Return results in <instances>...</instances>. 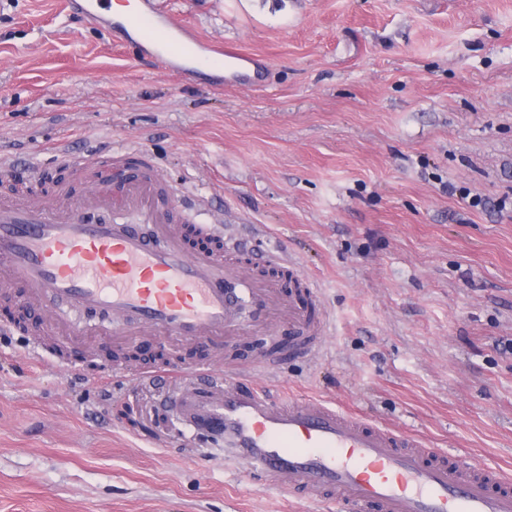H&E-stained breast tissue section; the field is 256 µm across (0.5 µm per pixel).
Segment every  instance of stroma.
I'll return each mask as SVG.
<instances>
[{"label": "stroma", "instance_id": "stroma-1", "mask_svg": "<svg viewBox=\"0 0 512 512\" xmlns=\"http://www.w3.org/2000/svg\"><path fill=\"white\" fill-rule=\"evenodd\" d=\"M151 2L264 59L262 87L172 72L67 0H0V198L58 149L77 186L143 149L128 180L154 174L252 273L276 254L318 288L321 348L262 386L512 473V0ZM84 320L82 361L0 328V512H332L191 437L171 409L191 376L88 362L128 327ZM250 342L180 354L246 366Z\"/></svg>", "mask_w": 512, "mask_h": 512}]
</instances>
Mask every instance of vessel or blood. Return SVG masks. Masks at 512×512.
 I'll return each instance as SVG.
<instances>
[{
    "instance_id": "1",
    "label": "vessel or blood",
    "mask_w": 512,
    "mask_h": 512,
    "mask_svg": "<svg viewBox=\"0 0 512 512\" xmlns=\"http://www.w3.org/2000/svg\"><path fill=\"white\" fill-rule=\"evenodd\" d=\"M125 23L171 60L194 56L200 45L186 26H161L151 8L131 11ZM110 199L103 181L50 205L1 202L0 288L33 311L63 299L194 342L223 335L239 299L263 318L273 297L288 304L295 356L314 354L327 324L311 312L318 301L311 280L297 276L295 292L258 277L244 291L229 290L237 266L228 252L188 253L172 203L153 182L130 184L124 202L156 220L154 240L93 220ZM195 376L175 403L178 418L191 435L223 441L225 462L256 483L332 501L336 512H512V479L493 468L460 463L446 449L331 402L275 398L240 371L219 377L200 367Z\"/></svg>"
}]
</instances>
